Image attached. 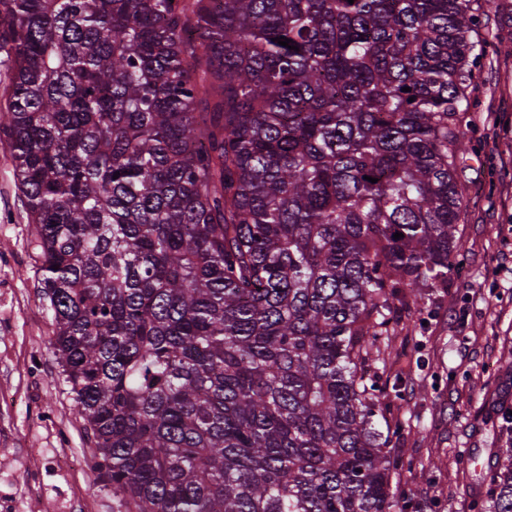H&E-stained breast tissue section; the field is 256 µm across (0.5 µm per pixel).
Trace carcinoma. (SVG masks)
Returning <instances> with one entry per match:
<instances>
[{"instance_id": "1", "label": "carcinoma", "mask_w": 512, "mask_h": 512, "mask_svg": "<svg viewBox=\"0 0 512 512\" xmlns=\"http://www.w3.org/2000/svg\"><path fill=\"white\" fill-rule=\"evenodd\" d=\"M472 33L471 0H0V137L116 512H398L371 362L461 253Z\"/></svg>"}]
</instances>
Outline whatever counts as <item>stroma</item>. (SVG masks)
<instances>
[{"instance_id": "stroma-1", "label": "stroma", "mask_w": 512, "mask_h": 512, "mask_svg": "<svg viewBox=\"0 0 512 512\" xmlns=\"http://www.w3.org/2000/svg\"><path fill=\"white\" fill-rule=\"evenodd\" d=\"M460 128L467 187L460 263L426 289L378 365L396 424L392 487L406 512H496L486 475L505 464L512 428V0H480ZM28 224L0 141V512H112L50 348L54 316L40 301Z\"/></svg>"}]
</instances>
